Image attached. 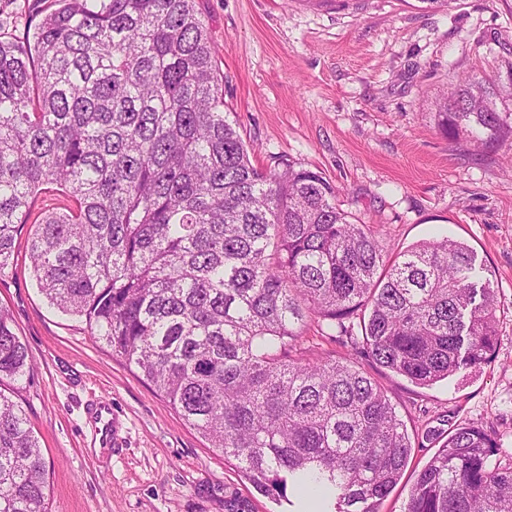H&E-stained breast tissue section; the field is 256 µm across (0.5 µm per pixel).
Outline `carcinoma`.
<instances>
[{
    "label": "carcinoma",
    "mask_w": 512,
    "mask_h": 512,
    "mask_svg": "<svg viewBox=\"0 0 512 512\" xmlns=\"http://www.w3.org/2000/svg\"><path fill=\"white\" fill-rule=\"evenodd\" d=\"M33 43L0 38V277L28 235L50 304L136 365L261 493L380 512L412 445L386 390L348 359L298 348L311 321L420 386L490 361L498 295L446 237L385 261L321 172L262 170L224 113L216 49L196 0H53ZM508 83L458 74L437 103L448 135H512ZM359 317L360 333L352 319ZM0 307V387L28 371ZM47 464L0 391V512H44ZM403 512H512V451L458 424Z\"/></svg>",
    "instance_id": "obj_1"
}]
</instances>
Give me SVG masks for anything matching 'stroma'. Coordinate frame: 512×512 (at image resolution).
Masks as SVG:
<instances>
[{
	"label": "stroma",
	"mask_w": 512,
	"mask_h": 512,
	"mask_svg": "<svg viewBox=\"0 0 512 512\" xmlns=\"http://www.w3.org/2000/svg\"><path fill=\"white\" fill-rule=\"evenodd\" d=\"M51 0H0V35L25 41ZM217 48L224 103L261 168L319 170L358 222L381 229L389 255L437 235L465 242L498 291L499 342L479 369L418 386L367 358L355 365L388 392L412 452L381 512H403L448 426L482 425L512 442V138L493 149L437 126L455 74L512 68V0H198ZM32 367L13 387L50 466L48 512H300L257 492L85 321L49 305L26 236L0 277ZM95 399L112 403L118 443L91 444Z\"/></svg>",
	"instance_id": "35a3bbf8"
}]
</instances>
